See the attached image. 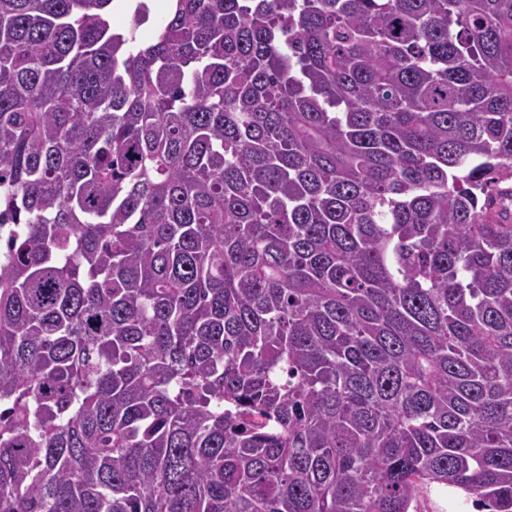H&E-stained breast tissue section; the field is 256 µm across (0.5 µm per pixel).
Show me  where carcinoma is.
<instances>
[{"label": "carcinoma", "instance_id": "cac0c4a2", "mask_svg": "<svg viewBox=\"0 0 512 512\" xmlns=\"http://www.w3.org/2000/svg\"><path fill=\"white\" fill-rule=\"evenodd\" d=\"M0 0V512H512V0ZM417 509L418 512H476L471 498L457 490L437 485L422 490Z\"/></svg>", "mask_w": 512, "mask_h": 512}]
</instances>
